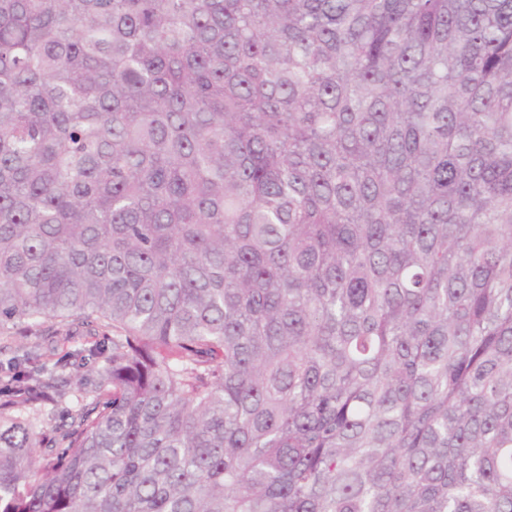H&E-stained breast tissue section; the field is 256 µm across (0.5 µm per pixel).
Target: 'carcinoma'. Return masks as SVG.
<instances>
[{
	"instance_id": "obj_1",
	"label": "carcinoma",
	"mask_w": 512,
	"mask_h": 512,
	"mask_svg": "<svg viewBox=\"0 0 512 512\" xmlns=\"http://www.w3.org/2000/svg\"><path fill=\"white\" fill-rule=\"evenodd\" d=\"M2 334L0 512H512V0H0ZM96 341L97 339L94 336H75L69 341L61 339L58 342V357L74 350L82 351V357L79 356L76 358V361L73 360L74 364L66 370L65 376H70L73 381L83 378L85 381L90 382L93 378V370L100 361L97 355L93 353Z\"/></svg>"
}]
</instances>
